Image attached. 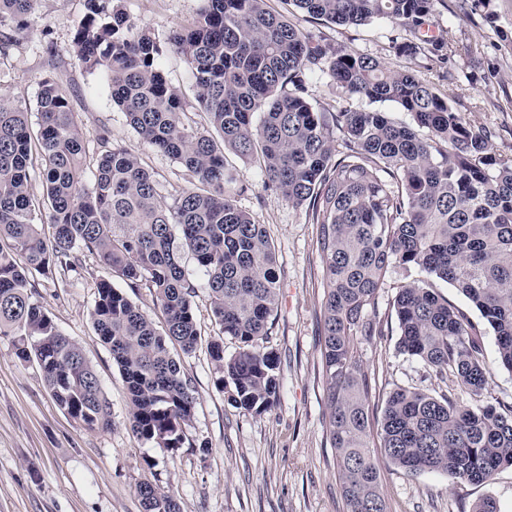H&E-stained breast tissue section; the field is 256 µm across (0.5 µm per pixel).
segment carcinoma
I'll return each mask as SVG.
<instances>
[{
    "mask_svg": "<svg viewBox=\"0 0 512 512\" xmlns=\"http://www.w3.org/2000/svg\"><path fill=\"white\" fill-rule=\"evenodd\" d=\"M40 0H0V15L18 19L0 34L5 50L19 41ZM74 30V56L106 74L112 100L140 140L176 160L186 186L163 201L133 151L103 129L93 184L84 182L87 132L56 80L41 82L37 126L0 102V335L16 356L36 361L57 406L88 429L111 424L95 367L34 298L30 277L78 272L97 255L100 280L90 317L126 385L132 430L147 443L178 449L192 422V380L173 353L202 344L195 308L198 285L183 265L193 260L219 332L207 343L218 383L232 404L261 414L279 397V359L263 347L279 300L273 243L264 225L237 204L252 189L229 167L230 151L258 167L265 186L306 207L320 225L323 270L322 373L329 406L327 436L335 451L348 512H389L371 439L373 391L355 339L379 336L375 304L388 270L411 266L426 278L398 289L401 353L439 375L452 373L478 396L490 370L482 332L448 302L435 282L457 288L495 336L499 364L512 372V158L491 153L497 132L475 126L410 69L323 45L266 0H203L197 18L161 43L112 0H85ZM308 18L338 26L389 20L412 35L397 46L430 68L444 38L427 36L436 0H288ZM181 54L193 98L159 65L164 48ZM328 77L347 96L391 102L411 117L332 109L310 93ZM198 112L203 123L187 119ZM40 160L42 199L28 190ZM154 293L161 319L144 313L113 280ZM239 351L224 356V338ZM379 447L410 473L486 483L512 466V405L460 406L415 388L391 391L377 421ZM144 512H179L150 482L138 485Z\"/></svg>",
    "mask_w": 512,
    "mask_h": 512,
    "instance_id": "cac0c4a2",
    "label": "carcinoma"
}]
</instances>
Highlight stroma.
Here are the masks:
<instances>
[{
  "mask_svg": "<svg viewBox=\"0 0 512 512\" xmlns=\"http://www.w3.org/2000/svg\"><path fill=\"white\" fill-rule=\"evenodd\" d=\"M202 5V0H119L136 27L150 29L161 41L191 23ZM85 11V0H41L26 38L0 55V97L35 112L42 79L54 76L90 134L88 158L99 150L96 133L108 129L114 144L140 156L161 195L172 197L185 185L180 165L141 143L113 103L107 78L86 71L72 54V33ZM432 22L450 29L451 36L444 49L447 63L427 69L421 59L397 54L396 44L409 34L394 23L335 26L299 20L332 47L377 57L393 69L417 70L473 124L495 128L494 153L512 157V0H484L475 11L464 8L463 0H437ZM228 161L253 185L252 193L240 198V207L266 226L276 248L279 302L265 347L279 357L277 403L261 414L235 408L201 347L182 359L196 396L185 445L171 450L140 440L129 425L122 376L89 315L96 284L108 271L97 256L86 255L81 276L59 272L36 278L34 293L94 365L112 424L89 430L74 421L52 399L37 364L20 362L12 337L0 336V512H143L136 487L144 480L163 487L180 512H347L326 434L320 227L306 207L288 205L265 190L257 167L233 155ZM421 277L414 267L392 268L376 304L382 333L356 341L364 370L376 380L371 419H378L387 394L399 387L445 394L461 406L511 404L512 373L497 366L492 332L483 336L492 376L478 397L400 353L392 301L400 286ZM374 454L389 512H472L488 496L502 512H512L511 466L502 467L488 483L473 484L449 481L439 472L410 474L383 449Z\"/></svg>",
  "mask_w": 512,
  "mask_h": 512,
  "instance_id": "stroma-1",
  "label": "stroma"
}]
</instances>
